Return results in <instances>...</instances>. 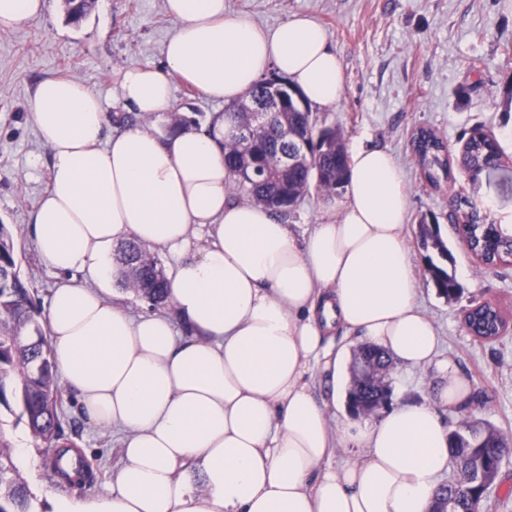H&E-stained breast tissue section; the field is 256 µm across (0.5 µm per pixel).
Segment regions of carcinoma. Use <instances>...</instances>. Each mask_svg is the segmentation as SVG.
I'll return each instance as SVG.
<instances>
[{
  "label": "carcinoma",
  "mask_w": 512,
  "mask_h": 512,
  "mask_svg": "<svg viewBox=\"0 0 512 512\" xmlns=\"http://www.w3.org/2000/svg\"><path fill=\"white\" fill-rule=\"evenodd\" d=\"M242 104L234 103L225 109L234 131L224 140V162L232 171L250 165L259 170L257 184L246 187L239 180L232 191L263 204L286 219L294 212L311 190L325 200L340 195L347 183L348 153L343 132L335 127L320 126L305 97L289 99L288 108L274 118L260 137L248 140L239 133L242 123ZM288 126L290 137L283 140L281 129ZM308 145L309 160L288 168L282 173L268 166L273 155L286 149L299 151V142ZM412 150L417 155L424 178L437 185L448 176V155L443 142L430 130L421 128L412 138ZM498 144L486 139H473L468 144L464 163L467 170L478 174L499 164ZM473 247L484 261L494 265L512 257V235L509 229L486 226L469 215L463 223ZM417 243L425 252L427 271L439 295L452 300L458 297L460 286L453 273V257L442 239L436 221L421 220ZM118 263L127 287L154 304L164 302L167 290L166 274L158 258L141 249L134 241L125 242L118 251ZM464 325L493 340L501 334L499 314L486 305H476L465 312ZM33 330L26 340L23 332ZM45 337L34 326L27 283L20 276L18 258L7 225L0 224V407L21 410L32 437L54 449L47 458L53 477L64 476L56 455L67 450L60 445L62 424L60 379L45 348ZM364 358L380 365H389L388 354L380 347L365 344L354 358ZM351 405L362 413L369 412L368 402L376 392L363 383H351ZM448 448L456 470L478 479L480 483L439 486L435 499L448 497L454 501L456 512H478L481 503L492 495L504 458L512 443L493 426L477 418H466L449 433ZM0 512H30L28 488L13 461L10 441L0 433Z\"/></svg>",
  "instance_id": "1"
}]
</instances>
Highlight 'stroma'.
I'll use <instances>...</instances> for the list:
<instances>
[{"label": "stroma", "instance_id": "obj_1", "mask_svg": "<svg viewBox=\"0 0 512 512\" xmlns=\"http://www.w3.org/2000/svg\"><path fill=\"white\" fill-rule=\"evenodd\" d=\"M43 14L23 26L0 30V223L13 232L20 273L36 313H43L55 274L37 257L28 223L48 187L51 152L28 112L36 84L57 76L76 79L98 93L107 112L121 111L117 80L134 64L161 65L172 28L164 0H96L80 23H71L65 0H45ZM230 14L244 13L272 29L295 13L307 14L327 31L342 63L344 96L334 107H313L319 123L340 128L346 147L387 149L403 171L409 195L405 232L415 240L422 217L435 218L454 256L462 287L453 300L441 297L413 248L419 300L442 338V351L471 385L470 401L445 414L448 427L468 415L512 435V264L479 265L461 243L450 213L463 190L480 219L512 216V0H224ZM174 110L199 127L223 113L224 104L175 84ZM431 130L446 145L447 180L427 182L410 145L417 129ZM475 129L492 131L502 160L497 168L468 176L460 164L463 145ZM490 302L507 320L497 339L470 335L466 309ZM390 404L436 399L434 368H393ZM60 419L89 468L90 483L69 487L51 479L47 451L29 448L36 468L20 465L32 512H48L46 492L83 496L105 490L119 464L111 431L89 426L71 397Z\"/></svg>", "mask_w": 512, "mask_h": 512}]
</instances>
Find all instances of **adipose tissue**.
<instances>
[{
    "mask_svg": "<svg viewBox=\"0 0 512 512\" xmlns=\"http://www.w3.org/2000/svg\"><path fill=\"white\" fill-rule=\"evenodd\" d=\"M164 8L163 64L118 79L146 123L113 125L70 78L40 81L31 100L51 149L30 217L57 276L43 312L49 355L86 422L117 433L121 456L106 493L51 497L52 512H430L451 464L440 412L463 407L471 387L419 303L401 168L382 147L354 148L343 201L300 239L233 197L230 119L156 129L173 83L230 104L274 71L331 107L344 94L340 59L305 14L268 31L225 13L224 0ZM129 240L168 258L157 311L131 313L113 286V250ZM340 327L350 339L338 344ZM356 341L396 366L435 368V403L337 423L311 379L346 378Z\"/></svg>",
    "mask_w": 512,
    "mask_h": 512,
    "instance_id": "adipose-tissue-1",
    "label": "adipose tissue"
}]
</instances>
